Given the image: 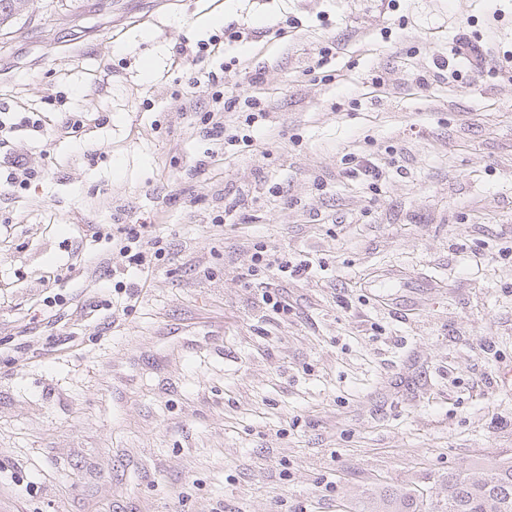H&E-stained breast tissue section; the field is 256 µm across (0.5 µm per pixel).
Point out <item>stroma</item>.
<instances>
[{
    "instance_id": "35a3bbf8",
    "label": "stroma",
    "mask_w": 512,
    "mask_h": 512,
    "mask_svg": "<svg viewBox=\"0 0 512 512\" xmlns=\"http://www.w3.org/2000/svg\"><path fill=\"white\" fill-rule=\"evenodd\" d=\"M216 14L243 30L223 58L177 54ZM463 34L486 69L437 78ZM509 56L512 0H32L0 25V174L37 172L0 191V512L432 505L512 456ZM219 70L260 77L266 119L224 115L254 150L189 104ZM140 218L168 245L146 278L97 234ZM260 250L313 263L271 278L287 313L244 277ZM8 167L11 170L6 177V185L10 188H22L28 181L37 176L35 169L22 156L14 157Z\"/></svg>"
}]
</instances>
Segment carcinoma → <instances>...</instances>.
<instances>
[{
	"instance_id": "obj_1",
	"label": "carcinoma",
	"mask_w": 512,
	"mask_h": 512,
	"mask_svg": "<svg viewBox=\"0 0 512 512\" xmlns=\"http://www.w3.org/2000/svg\"><path fill=\"white\" fill-rule=\"evenodd\" d=\"M421 504L418 498L392 496L386 512H422ZM444 512H512V457L493 466L482 480L448 473Z\"/></svg>"
}]
</instances>
